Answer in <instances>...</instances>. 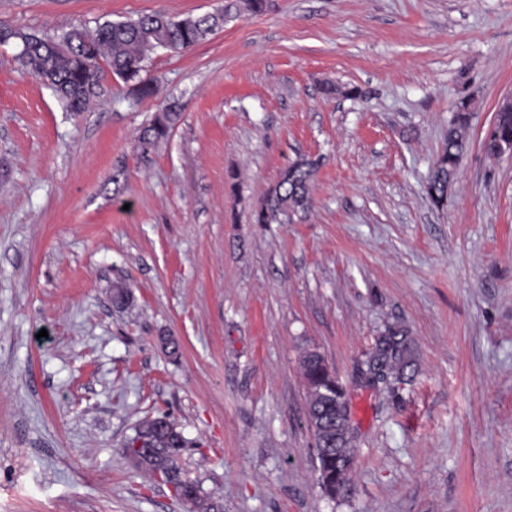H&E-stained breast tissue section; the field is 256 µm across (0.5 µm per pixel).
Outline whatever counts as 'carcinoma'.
I'll return each instance as SVG.
<instances>
[{"mask_svg":"<svg viewBox=\"0 0 512 512\" xmlns=\"http://www.w3.org/2000/svg\"><path fill=\"white\" fill-rule=\"evenodd\" d=\"M265 0H241L224 6L220 12L199 16L171 17L164 14H147L134 20L105 21L99 25L96 43L91 50L84 49L79 38L80 30L72 29L57 39L36 33L22 35L26 50L17 55L22 68L43 80L60 101L73 112H81L102 91L105 77L102 63H107L113 77L129 84L139 81L133 88L141 98L156 95V87L141 76L147 52L165 47L170 50H187L204 41L208 35L224 26L233 13L246 10L260 13ZM180 116L179 106L169 104L140 133L137 149L148 156L159 143L167 138ZM470 113L463 104L452 116L442 154L437 161L428 185L429 199L441 205L448 198L451 176L458 168L468 149ZM512 145V108L501 107L494 117L490 133L483 142L486 155L498 158ZM315 163L298 159L281 171L253 220L257 224L285 222L291 214L309 208V185ZM383 336H404L403 343L392 354L389 362L387 385L394 387L409 380L415 365V346L405 328L390 324L381 332ZM303 376L307 385L308 420L313 429L317 448L332 447L345 456L351 447L344 439L343 429L350 420V405L330 391L331 379L327 367L316 359V353L307 352L301 359ZM186 441L181 432L165 415L149 417L139 423L135 435L127 440L124 453L134 465L173 487L176 495L190 505L191 512H215L217 505L201 495L200 487L184 477L180 465L181 451ZM319 483L325 482L338 488V495L348 493L353 462L336 466V456L318 458Z\"/></svg>","mask_w":512,"mask_h":512,"instance_id":"cac0c4a2","label":"carcinoma"}]
</instances>
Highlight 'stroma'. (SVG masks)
Here are the masks:
<instances>
[{
  "instance_id": "stroma-1",
  "label": "stroma",
  "mask_w": 512,
  "mask_h": 512,
  "mask_svg": "<svg viewBox=\"0 0 512 512\" xmlns=\"http://www.w3.org/2000/svg\"><path fill=\"white\" fill-rule=\"evenodd\" d=\"M225 2L0 0V23L92 33ZM18 52L0 46V512H189L122 448L162 413L223 512H512V156L482 149L512 97V0H267L152 52L156 97L109 75L81 112ZM465 100L438 207L428 177ZM301 156L309 209L254 223ZM389 323L417 345L393 392L361 380ZM308 350L349 392L344 497L318 481ZM180 116L179 106L174 102L169 104L148 126L140 133L137 149L140 155L148 156L159 143L167 138L175 121ZM469 125L470 113L467 105L462 102L448 124L442 154L427 185L428 197L436 205H442L448 198L450 178L468 149Z\"/></svg>"
}]
</instances>
